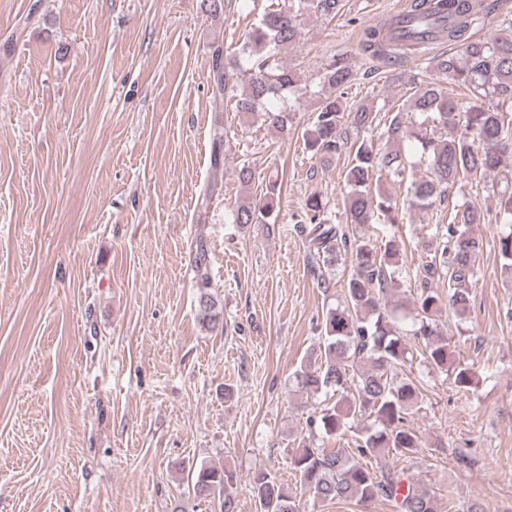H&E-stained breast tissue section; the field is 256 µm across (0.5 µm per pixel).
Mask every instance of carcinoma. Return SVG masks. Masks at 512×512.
<instances>
[{
  "label": "carcinoma",
  "instance_id": "carcinoma-1",
  "mask_svg": "<svg viewBox=\"0 0 512 512\" xmlns=\"http://www.w3.org/2000/svg\"><path fill=\"white\" fill-rule=\"evenodd\" d=\"M342 0H295L288 10L272 3L252 23L242 46L250 78L237 100L243 112L258 113L263 122L286 135L290 113L269 107V102L285 91L296 92V72L278 63L276 56L293 46L300 35L303 14L314 12L335 17ZM405 13L412 19L437 17L430 27L416 25L409 34L394 19L388 25L364 30L362 48L377 56L397 50L422 53L428 45L448 41L457 53L437 58L436 68L446 78L462 86L471 96L464 107L443 89L423 83L418 75L408 78L415 92L410 109L428 124L448 131L431 137L424 129L410 130L401 113L388 122H377V111L361 104L347 108L340 102L357 75L347 65L333 62L322 70L319 82L336 91L322 99L305 134V145L313 153L330 158L345 142L340 129L349 123L364 132L351 147L344 198L346 224H334L316 196L303 208L300 233L308 243L311 267H332L340 254L350 261L344 299L326 313L322 349L295 372L297 386L306 395H322L320 410L308 416L309 427H316L331 438L351 434L352 449L317 448L302 440L292 450L289 467L294 486L281 482L268 471L258 470L248 482V491L261 512H301V499L308 494L318 501L354 500L367 504L383 498L395 503L397 512H436L434 498L413 484L401 492L400 472L384 464L376 472L355 461V456L379 458L384 451L399 456L421 447L419 434L409 424L420 394L419 382L400 372L415 360L454 375L460 389L472 384L471 370L452 360L448 339L438 331L436 316L443 305L458 314L467 311L469 285L474 263L483 242L471 230L484 221L475 205H461L448 212V224L432 260L415 274L413 312L403 317L391 304L388 292L403 273L394 236L381 244L357 234V227L376 220L394 226L399 223L397 203L390 192L375 194L372 186L383 179L404 181L405 173L420 164L427 175L410 182L409 204L424 210L448 198L456 184L497 175L512 156V35L476 38L473 29L482 20L472 0H410ZM213 98L224 100L226 73L224 49L212 52ZM224 166V137L215 135L213 177L218 184ZM499 217L512 224V184L508 175L496 183ZM272 197L263 202L240 201L231 210L235 224H268L275 212ZM504 270L512 275V231L499 239ZM207 254L200 250L194 271L199 290L201 324L219 327L222 309L209 292ZM448 276V300L433 289L440 274ZM367 367L357 370L355 364ZM188 491L197 498L214 494L222 498L220 512H236L241 490L234 471L227 467H205L187 475Z\"/></svg>",
  "mask_w": 512,
  "mask_h": 512
}]
</instances>
